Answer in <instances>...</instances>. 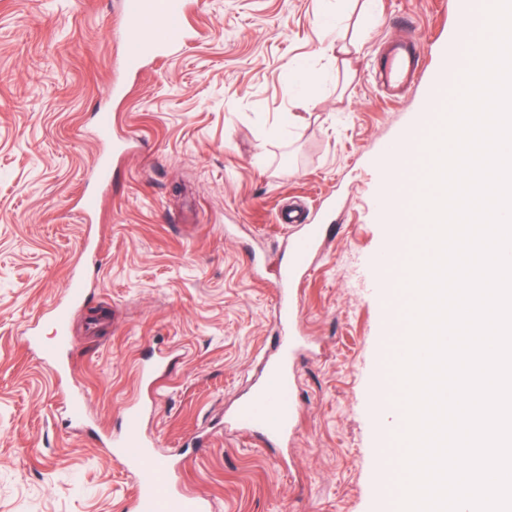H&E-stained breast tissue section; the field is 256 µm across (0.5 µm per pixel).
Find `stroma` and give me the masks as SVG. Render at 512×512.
<instances>
[{"label":"stroma","mask_w":512,"mask_h":512,"mask_svg":"<svg viewBox=\"0 0 512 512\" xmlns=\"http://www.w3.org/2000/svg\"><path fill=\"white\" fill-rule=\"evenodd\" d=\"M456 16L457 0H192L200 38L125 74L119 0H0V512H129L134 479L100 440L142 393L150 350L165 364L145 433L214 512H390L374 396L389 290L372 260L395 227L376 202L384 149L425 97L391 100L370 63L404 17L436 70ZM102 108L136 143L93 221L70 356L89 409L75 424L28 327L80 258L88 223L73 202L102 150ZM327 197L336 237L295 288L296 426L268 444L230 415L275 348L272 283L288 261L276 212Z\"/></svg>","instance_id":"1"}]
</instances>
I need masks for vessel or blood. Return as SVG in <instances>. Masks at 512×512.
<instances>
[{"label":"vessel or blood","mask_w":512,"mask_h":512,"mask_svg":"<svg viewBox=\"0 0 512 512\" xmlns=\"http://www.w3.org/2000/svg\"><path fill=\"white\" fill-rule=\"evenodd\" d=\"M487 2L459 0L456 36L449 43L443 61L429 83L426 112L419 123L409 127L387 149L395 167V177L379 211L385 222L399 226L402 238L378 255L374 264L392 290L386 303L389 334L385 338L384 348L393 357L400 353L406 331L404 313L409 295L402 289L401 283L410 253L409 239L417 222L413 203L428 166L423 143L439 126L445 106L454 101L460 76L470 62V48L482 34ZM187 9V0H120V12L131 23L122 38V69L128 73L136 72L147 61L169 58L190 43L193 32L187 22ZM372 70L381 75L386 90L396 97L420 82L426 70V61L417 41L407 34L394 46L375 49ZM96 137L104 144L105 150L96 164L97 189L84 191L79 198L78 208L85 216L96 214L101 209L102 199L98 189L108 185L113 159L130 150L134 143L130 136L123 139L114 137L112 115L108 112L97 115ZM277 220L299 229L292 240L290 261L279 270L275 283L279 326L294 338L300 332V325L293 289L309 271L312 258L321 250L327 227L306 218L303 211L292 206L283 208ZM89 293L90 283L85 270L74 269L63 296L45 313L46 319L56 328L55 343L42 344L38 327L29 330L30 345L39 348L44 358L55 365L57 372L64 373L69 369L71 313L86 303ZM63 403L70 419L80 421L85 418L88 408L86 392H68ZM297 414L298 403L289 382L288 361L283 358L270 368L253 394L239 403L232 420L238 429L284 439ZM112 446L115 459L135 479L136 491L131 512H211L208 501L176 486L168 457L152 452L151 441L143 435L140 404L132 403L125 408L123 432L113 439ZM380 455L388 490L400 492L403 476L401 449L384 448Z\"/></svg>","instance_id":"obj_1"}]
</instances>
